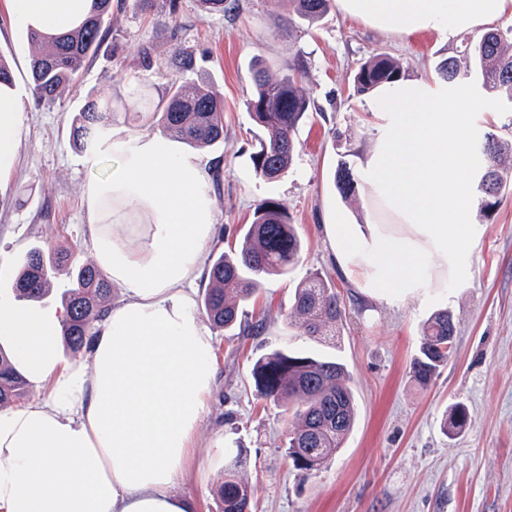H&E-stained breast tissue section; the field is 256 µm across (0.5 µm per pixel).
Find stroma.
I'll return each instance as SVG.
<instances>
[{"mask_svg":"<svg viewBox=\"0 0 512 512\" xmlns=\"http://www.w3.org/2000/svg\"><path fill=\"white\" fill-rule=\"evenodd\" d=\"M287 13L286 0H230L217 14L201 12L196 0H151L145 7L112 0L99 51L76 85L47 102L32 92L28 32L0 0V59L24 104L16 163L0 177V301L16 303L12 282L32 247L76 243L80 261L92 260L86 184L111 173L127 140L156 133L135 110L120 109L107 130L110 147L78 148L71 126L87 94L113 99L146 84L158 99L175 78L218 88L224 140L198 152L215 178L210 192L221 233L214 251L236 248L257 204L275 198L286 203L303 253L287 276L268 280L245 308L249 321H264V333L213 334L215 389L181 482L194 512H217L214 490L238 449L257 512H512V194L490 216L473 214L469 267L447 279L432 275L430 285L412 295L378 297L359 287L325 236L340 212L352 224L378 221L362 201L369 191L364 157L386 119L373 111L370 97L350 94L359 64L383 51L403 63L407 76H426L438 60L460 56L462 40L434 33L403 40L335 9L317 23L278 30ZM188 53L194 66L186 70L181 60ZM257 56L273 60L275 75L304 59L315 100L297 132L295 162L273 184L255 175L249 159L261 135L247 110ZM341 159L351 164L358 198L343 199L333 182ZM316 272L335 285L346 315L324 342L301 336L286 319L296 284ZM441 309L456 324L454 349L434 382L423 386L411 364L423 322ZM273 349L336 355L352 378L354 429L336 456L305 480L285 454L288 412L260 398L251 378L255 360ZM458 403L470 422L451 439L441 422Z\"/></svg>","mask_w":512,"mask_h":512,"instance_id":"1","label":"stroma"}]
</instances>
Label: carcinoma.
<instances>
[{
    "mask_svg": "<svg viewBox=\"0 0 512 512\" xmlns=\"http://www.w3.org/2000/svg\"><path fill=\"white\" fill-rule=\"evenodd\" d=\"M95 10L83 25L68 36L52 37L28 32L38 46L31 62V79L36 98L55 99L76 81L87 59L104 41L103 24L111 0H94ZM296 16L305 21L324 18L334 0H290ZM268 62L258 58L252 66L253 90L248 106L256 125L264 132L251 154L253 170L259 178L273 183L292 165L295 135L301 121L315 107L299 62L288 65L278 79L267 76ZM442 80L459 84L475 78L489 96L512 104V27H493L466 43L463 60H441L435 69ZM405 76L403 64L385 52H376L358 67L353 91L366 96L379 84ZM147 123L192 148L213 146L224 141V98L217 89H204L187 80H174L157 103H146ZM110 105L89 96L72 126L74 142L81 148L94 145L97 136L110 125ZM478 163L472 171L470 187L482 215L487 216L512 189V141L494 130L483 132L475 144ZM334 181L344 198L355 194L358 182L345 161L338 163ZM78 250L54 246L33 248L21 263L12 283L16 295L40 301L50 292L61 267ZM303 245L288 208L267 198L255 209L254 220L237 248L221 252L211 260L209 288L201 308L214 329L231 332L242 326L252 335L265 331L261 321L242 324L243 307L256 297L265 282L285 275L302 254ZM112 295V284L90 263L74 267L71 283L60 295L65 312L61 335L70 354L87 348L95 324L104 317V304ZM343 302L330 281L315 273L300 281L288 311V324L302 335L319 339L336 333L342 321ZM456 325L448 310H437L423 324L418 355L412 362L416 381L430 384L448 362L455 340ZM258 395L292 410L286 454L302 477L318 472L342 447L356 421L355 396L350 373L339 359L328 355L295 354L279 349L260 356L252 368ZM25 377L15 370L8 352L0 347V405L25 395ZM468 424L461 404L452 406L443 419V431L452 438ZM242 460L235 457L224 469V480L215 490L219 512H252L254 490L241 475Z\"/></svg>",
    "mask_w": 512,
    "mask_h": 512,
    "instance_id": "1",
    "label": "carcinoma"
}]
</instances>
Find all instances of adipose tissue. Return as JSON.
<instances>
[{"label": "adipose tissue", "mask_w": 512, "mask_h": 512, "mask_svg": "<svg viewBox=\"0 0 512 512\" xmlns=\"http://www.w3.org/2000/svg\"><path fill=\"white\" fill-rule=\"evenodd\" d=\"M20 25L74 30L94 0H8ZM343 16L409 38L451 39L512 20V0H336ZM387 122L365 155L387 225L337 215L327 239L345 271L388 295L457 274L472 254L471 91L436 75L376 87ZM23 102L0 85V176L13 167ZM97 266L122 290L90 348L63 359L62 316L0 303V341L46 397L0 407V512H191L183 466L210 408L213 337L193 310L195 280L217 238L199 158L138 136L107 179L88 183Z\"/></svg>", "instance_id": "ef3b65f1"}]
</instances>
